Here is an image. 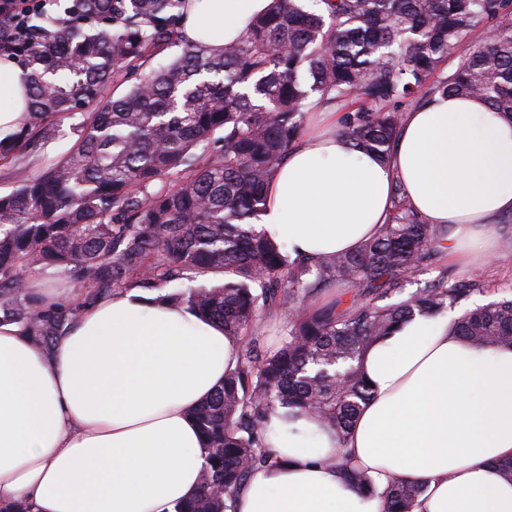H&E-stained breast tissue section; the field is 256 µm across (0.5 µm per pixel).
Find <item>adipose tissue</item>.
<instances>
[{
	"instance_id": "1",
	"label": "adipose tissue",
	"mask_w": 512,
	"mask_h": 512,
	"mask_svg": "<svg viewBox=\"0 0 512 512\" xmlns=\"http://www.w3.org/2000/svg\"><path fill=\"white\" fill-rule=\"evenodd\" d=\"M269 0H186L183 34L212 52L239 39ZM14 63L0 62V129L26 118ZM271 176L260 224L292 256L357 250L377 235L402 185L443 251L465 264L495 250L512 212V123L484 100L434 96L404 114L388 162L354 149L335 112ZM454 319L415 317L367 353L374 394L345 442L277 411L234 512H384L382 490L422 487L412 512H512V348H475ZM240 347L182 305L121 289L84 305L50 349L0 324V507L30 512H173L199 486L205 449L190 415L236 366ZM372 476L358 491L330 460Z\"/></svg>"
}]
</instances>
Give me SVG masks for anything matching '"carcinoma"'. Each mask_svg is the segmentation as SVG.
Instances as JSON below:
<instances>
[{
  "instance_id": "1",
  "label": "carcinoma",
  "mask_w": 512,
  "mask_h": 512,
  "mask_svg": "<svg viewBox=\"0 0 512 512\" xmlns=\"http://www.w3.org/2000/svg\"><path fill=\"white\" fill-rule=\"evenodd\" d=\"M270 0L245 36L211 54L181 34L184 0H45L25 19V123L0 134V160L55 136L84 111L75 146L0 195V323L47 349L79 306H46L26 291L35 270L67 278L83 303L118 288H152L184 270L219 283L159 295L245 342L259 312L297 303L281 346L242 350L236 368L194 408L207 450L196 493L174 512H227L250 470L272 456L262 439L279 408L348 434L372 397L363 360L416 315L436 316L479 290L448 269L402 297L448 237L427 224L400 185L378 234L354 252L293 259L258 224L270 177L305 135V114L336 107L341 132L388 160L402 106L433 96L478 97L512 123V0ZM179 53L160 68L158 52ZM465 48L446 74L448 56ZM135 83L103 101L112 80ZM169 185L155 188L156 182ZM355 288L348 307L305 300L332 284ZM400 300L381 305L379 300ZM456 333L480 350L512 347V293L467 311ZM364 492L366 471L344 468ZM422 489L397 482L384 512H410Z\"/></svg>"
}]
</instances>
